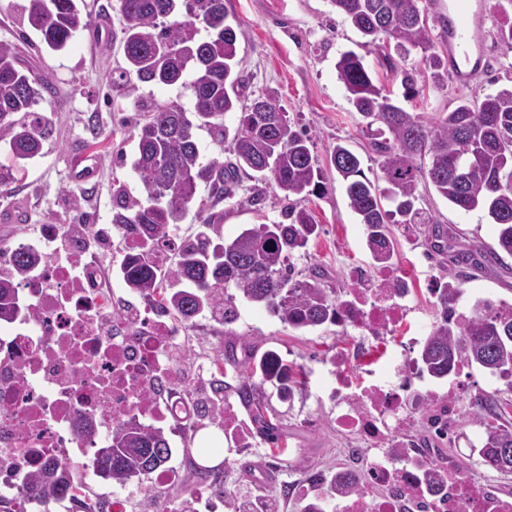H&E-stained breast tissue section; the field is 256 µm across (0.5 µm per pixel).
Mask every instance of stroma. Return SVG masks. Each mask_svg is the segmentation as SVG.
<instances>
[{"label": "stroma", "instance_id": "35a3bbf8", "mask_svg": "<svg viewBox=\"0 0 512 512\" xmlns=\"http://www.w3.org/2000/svg\"><path fill=\"white\" fill-rule=\"evenodd\" d=\"M224 6L238 36L244 100L277 91L293 127L311 136L314 153L324 168L322 188L305 203L319 234L306 253L293 258L292 265L301 274L320 268L334 296L343 297L353 288L350 266L370 263L371 257L363 226L349 208L344 188L328 166V157L333 147L342 143L361 156L368 178H376L379 165L370 147L372 132L337 76L335 64L340 54L351 50L362 56L399 106L433 124L460 100L479 102L485 95L512 85V49L498 37L501 28L512 25V0H483L485 22L475 39L484 49L486 67L463 84L451 79L434 83L426 56L419 50L399 58L397 71H390L378 51L362 45L357 31L330 0H224ZM84 10L94 21L108 16L109 23L99 40H91L84 31L67 48L55 52L38 48L36 32L27 36L25 57L53 87L41 105L53 133L44 141L41 155L19 169L10 193L0 195V211L18 204L24 209L22 220L0 223V244L12 247L27 242L38 237L47 224L61 227L84 222L90 226L91 241L99 245L97 260L113 270L124 257V233L112 224L113 190L122 185L132 194L140 192L131 167L140 104L175 103L188 109L192 101L188 90L179 85L143 84L130 95L124 86L113 83V71L124 66L118 0H84ZM403 69L413 73L417 96L406 95L399 76ZM85 152L97 154L100 164L88 182L80 183L74 178L73 167ZM243 185L259 195L258 204L242 207L227 199L214 206L207 188H199L180 224V234H192L200 222L199 209L213 206L223 214L214 230L227 240L251 224L282 222L286 203L281 193L250 178L244 179ZM419 191V208L439 223L456 227L461 245H478L486 253L483 269L472 272L463 284L460 309L470 310L479 298L511 303L512 257L497 259V227L487 213L480 209L459 211L429 184L420 185ZM391 236L395 262L409 269L417 283L410 324L419 336H427L435 319L431 290L447 282L448 262L435 254L426 225H415L407 236L395 224ZM235 311L234 322L227 326L219 325L208 314L198 317L186 330L190 343L185 356L203 364L220 353L225 362L240 363L245 357L257 358L272 349L289 365L302 369L305 383L288 401L280 400L269 385L253 384L256 397L279 418L285 453L270 456L268 443L252 426L250 409L238 404L240 418L252 426L248 446L227 459L217 452H196L187 459L183 456L186 441L180 435H170V464L178 474L163 492L145 493L135 480L121 489L113 487L93 475L90 460H76L75 479L101 501L110 502L118 493L129 500L127 512H188L206 502L214 505V512H228L215 503L221 490L234 499L246 493L265 497L274 501L280 512H301L300 496L282 497L281 485L302 486L313 474L326 475L345 465L347 441L336 428V407L329 398L336 381L330 361L345 348L363 353L355 331L333 323L311 332L297 331L240 299L235 302ZM194 466L223 470L221 485L201 474H191Z\"/></svg>", "mask_w": 512, "mask_h": 512}]
</instances>
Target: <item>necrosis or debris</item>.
Instances as JSON below:
<instances>
[{
    "instance_id": "obj_1",
    "label": "necrosis or debris",
    "mask_w": 512,
    "mask_h": 512,
    "mask_svg": "<svg viewBox=\"0 0 512 512\" xmlns=\"http://www.w3.org/2000/svg\"><path fill=\"white\" fill-rule=\"evenodd\" d=\"M39 256L21 289V312L0 325V498L13 500L22 477L49 461L70 462L103 446L117 425L137 418L148 426L172 423L196 436V407L167 383V353L183 347L182 330L145 304L140 315H115L101 338L89 312L111 304L108 277L97 265L86 275L89 292L71 286L72 270L58 262L49 237L33 240ZM354 283L339 303V324L365 331L376 348L380 328L406 323L415 294L392 267L373 275L350 270ZM351 356L336 354V425L351 445L350 460L365 457L361 491H311L305 512H512V497L496 483L471 490L455 461L433 463L406 430L413 418L439 439L456 434L469 397L457 379L424 389L414 363H402L391 380L353 378Z\"/></svg>"
}]
</instances>
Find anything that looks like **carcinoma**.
Masks as SVG:
<instances>
[{
	"label": "carcinoma",
	"instance_id": "obj_1",
	"mask_svg": "<svg viewBox=\"0 0 512 512\" xmlns=\"http://www.w3.org/2000/svg\"><path fill=\"white\" fill-rule=\"evenodd\" d=\"M330 2L364 44L382 50L392 42L406 53L419 49L433 64L435 81L448 77L433 52L427 8L421 0ZM119 12L126 60L120 78L128 93L136 92L140 83L180 84L193 101L191 113L177 104L152 106L137 125L132 169L142 194L135 197L120 186L112 207V224L137 244V251L126 255L119 267L126 287L141 296L159 297V306L186 324L209 312L219 314L223 325L234 322L235 310L224 300L226 294L265 308L297 330L311 331L336 322L338 300L326 288L322 271L314 268L298 279L290 264L318 234V224L304 207L323 179L312 139L293 129L274 93L242 103L238 37L226 23L224 0H119ZM22 19L37 32L41 44L54 51L64 49L90 24L78 0H28L22 6ZM201 27L207 32L204 39L197 38ZM382 60L398 70L390 55H382ZM336 71L367 126L380 123L389 133L386 138L379 133L371 142L380 169L376 181L365 175L359 156L348 147L338 144L329 155L349 207L363 225L373 261L383 268L393 259L389 224L396 214L401 224L434 225V247L452 253L448 282L436 301L437 320L418 353L421 370L442 379L456 363L465 362L493 376L512 375V303L484 300L467 320L456 317L464 278L482 268V248L461 247L454 228L436 224L435 218L415 208L419 184L428 182L458 210L483 209L498 227V247L512 256V88L486 95L479 110L464 101L441 122L427 125L383 92L356 53H342ZM400 74L406 93L418 95L413 75L405 70ZM46 93H52V86L38 68L23 61L18 45L0 41V143L12 158V164L0 165V194L8 192L24 163L41 155L43 141L52 134L50 123L36 110ZM229 112L238 115L232 140L234 160L201 161L194 129L207 128L222 145L227 136L224 117ZM240 172L270 182L283 194L289 201L288 223L254 224L227 243L216 242L210 235L216 214L211 213L194 233L176 237L198 188L208 187L216 205L237 195ZM381 181L386 187H380ZM388 197L397 201L394 212L384 209L382 200ZM174 237L173 265L164 274L152 265L149 255ZM10 255L11 274L0 277V322L18 315L19 288L38 261L21 244ZM243 370L246 381L237 395L252 408L255 421L280 453L278 426L267 408L256 402L250 380L259 376L287 400L292 393V368L268 350L258 363H247ZM489 404L488 409L478 403L466 410L470 422L485 426L484 440L475 452L479 464L508 475L512 473V424L487 420L489 413L499 416L500 402ZM171 455L164 431L146 427L133 417L112 429L106 445L97 449L92 467L98 477L123 487L160 469ZM22 494L44 507L77 496L72 466L42 465L25 483Z\"/></svg>",
	"mask_w": 512,
	"mask_h": 512
}]
</instances>
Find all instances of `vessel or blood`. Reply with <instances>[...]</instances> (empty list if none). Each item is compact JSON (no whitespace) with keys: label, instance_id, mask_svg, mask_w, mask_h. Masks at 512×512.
I'll use <instances>...</instances> for the list:
<instances>
[{"label":"vessel or blood","instance_id":"vessel-or-blood-1","mask_svg":"<svg viewBox=\"0 0 512 512\" xmlns=\"http://www.w3.org/2000/svg\"><path fill=\"white\" fill-rule=\"evenodd\" d=\"M483 22L480 0H448V25L441 31L449 73L466 81L481 66L483 52L472 32Z\"/></svg>","mask_w":512,"mask_h":512}]
</instances>
